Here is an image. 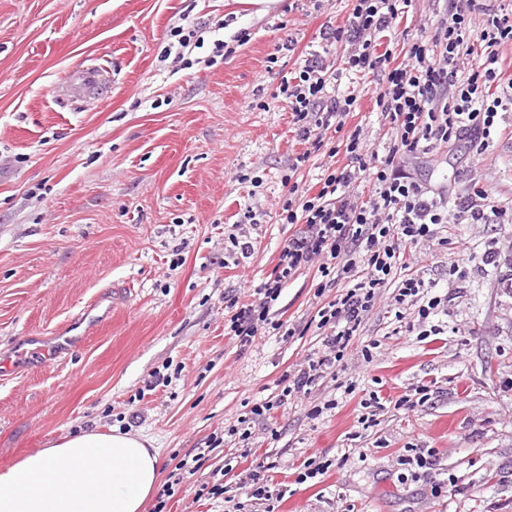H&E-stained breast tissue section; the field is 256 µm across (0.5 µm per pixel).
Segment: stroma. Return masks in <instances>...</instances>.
<instances>
[{
    "label": "stroma",
    "mask_w": 512,
    "mask_h": 512,
    "mask_svg": "<svg viewBox=\"0 0 512 512\" xmlns=\"http://www.w3.org/2000/svg\"><path fill=\"white\" fill-rule=\"evenodd\" d=\"M354 0H0V355L24 340L73 337L49 362L0 374V469L76 434L117 429L158 453L166 500L143 512H512L511 224H444L408 252L444 311L426 324L396 321L393 288L366 318L334 375L305 397L280 401L284 378L320 351L312 319L335 289L313 271L287 282L273 310L295 336L225 335L224 295L252 300L294 232L276 215L291 158L307 145L279 97L284 75L326 49L323 27L342 26ZM204 41L191 68L165 54L181 18ZM244 38L227 58L214 42ZM98 67L95 97L60 99L73 71ZM377 79L342 78L358 96L347 128L374 149L385 128ZM414 176L455 192L480 176L490 195L512 194V139L481 156L465 143L440 164L407 160ZM264 223L242 224L245 208ZM252 242L250 256L230 240ZM473 259L449 272L456 251ZM499 251L496 264L482 261ZM421 385L432 395L400 404ZM384 400L374 427L358 422L369 393ZM273 402L270 414L252 406ZM323 407L311 417L313 407ZM432 448L458 487L434 496L429 478L399 483L410 445ZM204 450L195 473L183 459ZM330 461L320 481L298 483L305 462ZM258 475L271 503L251 497ZM219 483L223 495H200Z\"/></svg>",
    "instance_id": "1"
}]
</instances>
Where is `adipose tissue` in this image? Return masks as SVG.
Returning <instances> with one entry per match:
<instances>
[{"label":"adipose tissue","mask_w":512,"mask_h":512,"mask_svg":"<svg viewBox=\"0 0 512 512\" xmlns=\"http://www.w3.org/2000/svg\"><path fill=\"white\" fill-rule=\"evenodd\" d=\"M157 453L129 434L84 433L0 471V512H142Z\"/></svg>","instance_id":"ef3b65f1"}]
</instances>
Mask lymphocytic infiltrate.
<instances>
[{
  "label": "lymphocytic infiltrate",
  "mask_w": 512,
  "mask_h": 512,
  "mask_svg": "<svg viewBox=\"0 0 512 512\" xmlns=\"http://www.w3.org/2000/svg\"><path fill=\"white\" fill-rule=\"evenodd\" d=\"M400 0H355L346 22L322 30L323 40L341 45L337 67L321 56L304 59L279 91L289 103L300 138L310 143L288 166L298 175L312 152L329 157L345 153L348 161L328 166L316 194L300 193L291 183L279 214L281 223L295 225L279 261L255 290L251 303L225 296L231 309L228 329L241 346L252 345L264 326L280 330L270 317L273 302L287 281L300 270L316 269L318 290L342 286L336 299L317 311L323 350L291 370L283 397L308 395L312 385L340 363L361 325L373 310L381 288L394 286L396 304L416 310L418 322L437 312L442 296L433 294L406 261V251L431 240L439 224H505L512 222V205L492 197L480 179L467 191L449 195L445 186L417 181L406 159L434 154L441 146L467 140L474 155H482L503 136L512 137V79L503 77L499 46L512 44V0H445L434 18V33L407 42L402 60L379 42L393 31ZM484 17L473 29L472 14ZM478 54L469 70L464 57ZM352 72L380 78L375 104L387 125L383 151L369 150L362 126L348 132L342 148H325V131L343 129L356 109L354 94L328 90L337 73ZM370 183L363 193L362 183Z\"/></svg>",
  "instance_id": "1"
}]
</instances>
